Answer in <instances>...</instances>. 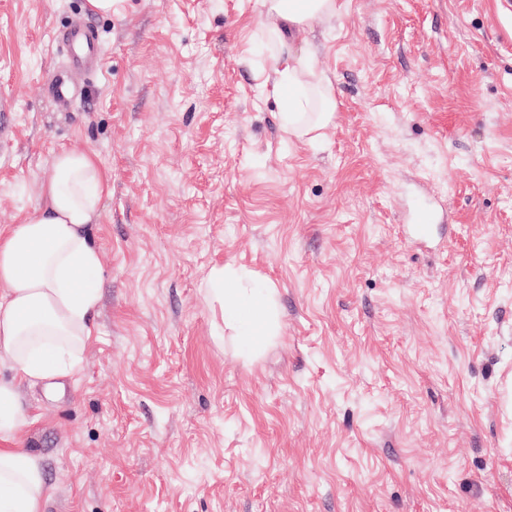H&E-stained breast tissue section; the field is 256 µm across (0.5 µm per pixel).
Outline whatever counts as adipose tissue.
Returning <instances> with one entry per match:
<instances>
[{
  "label": "adipose tissue",
  "mask_w": 512,
  "mask_h": 512,
  "mask_svg": "<svg viewBox=\"0 0 512 512\" xmlns=\"http://www.w3.org/2000/svg\"><path fill=\"white\" fill-rule=\"evenodd\" d=\"M264 29L276 55L273 88L280 124L294 137L325 128L336 110L331 82L314 50H293L294 31L339 16L340 0H262ZM110 177L87 151H61L54 176L38 207L0 234V363L12 377L0 380V512H42L48 488L41 457L16 447L26 416L15 386L69 377L94 334L99 255L90 226ZM211 297L224 324L248 349L263 347L272 334V297L262 286L243 288L236 276L218 270L210 277Z\"/></svg>",
  "instance_id": "adipose-tissue-1"
}]
</instances>
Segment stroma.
I'll return each instance as SVG.
<instances>
[{"label": "stroma", "instance_id": "35a3bbf8", "mask_svg": "<svg viewBox=\"0 0 512 512\" xmlns=\"http://www.w3.org/2000/svg\"><path fill=\"white\" fill-rule=\"evenodd\" d=\"M86 9L0 0V231L61 150L112 185L96 334L62 389H17L43 512H512V7L344 0L296 31L336 94L315 139L281 128L262 0H116L92 76L53 40ZM220 268L275 291L260 351L215 326ZM13 113L14 105L6 93L0 96V144L1 148L10 143V137L13 133Z\"/></svg>", "mask_w": 512, "mask_h": 512}]
</instances>
